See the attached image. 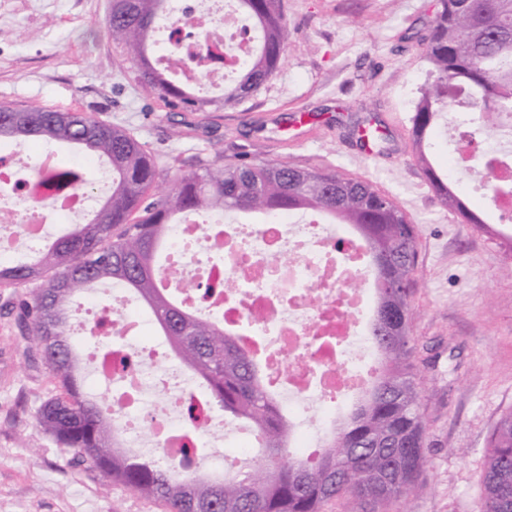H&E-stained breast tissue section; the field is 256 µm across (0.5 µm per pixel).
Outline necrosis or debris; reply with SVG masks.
<instances>
[{
  "label": "necrosis or debris",
  "mask_w": 512,
  "mask_h": 512,
  "mask_svg": "<svg viewBox=\"0 0 512 512\" xmlns=\"http://www.w3.org/2000/svg\"><path fill=\"white\" fill-rule=\"evenodd\" d=\"M200 0H179L167 25L168 59L200 58L204 64L186 70L191 81L209 85L224 81V67L211 61L221 46L248 52L252 39L244 36L235 11L223 0H209L214 18L207 30L195 19ZM464 168L480 187L491 188L490 201L499 216H512V153L465 147L459 153ZM48 150L37 164L20 152L0 155V186H8L26 204L24 213L0 205V222H22L29 237L50 215L86 214L93 195L75 189L63 196L43 193L36 175L56 164ZM173 241L182 258V273H199L208 288L196 294L197 303L215 312L225 329L234 330L239 344L258 354L275 394L289 401H335L338 395L357 391L364 384L355 371L354 346L360 339L357 309L365 293L357 262L360 244L353 236L336 237L316 220L284 224H209L190 220L179 224ZM138 309L119 300L110 313L95 316L99 335H111L112 350L92 356L95 371L118 378L113 394L119 402L115 421L124 438H137L143 456L163 453L177 467H185L186 447L193 442L209 445L222 439L224 423L205 413L192 424L168 425L165 403L149 399L150 388L173 393L177 403L196 398L194 388L179 385L182 369L159 365V347L153 343L128 350L125 339L139 333Z\"/></svg>",
  "instance_id": "necrosis-or-debris-1"
}]
</instances>
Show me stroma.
Masks as SVG:
<instances>
[{"instance_id":"1","label":"stroma","mask_w":512,"mask_h":512,"mask_svg":"<svg viewBox=\"0 0 512 512\" xmlns=\"http://www.w3.org/2000/svg\"><path fill=\"white\" fill-rule=\"evenodd\" d=\"M291 36L277 73L249 98L205 112L166 104L108 32L111 0H0V104L79 109L152 152L163 186L224 161L317 166L371 181L417 232L414 360L423 376L429 462L416 492L388 512H480L489 434L512 412V251L449 212L413 145L427 65L411 35L438 0H282ZM388 137L371 157L353 129ZM437 165L485 221L489 203L436 141ZM0 288V512H166L73 463L38 423L60 391Z\"/></svg>"}]
</instances>
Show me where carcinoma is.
<instances>
[{
  "instance_id": "1",
  "label": "carcinoma",
  "mask_w": 512,
  "mask_h": 512,
  "mask_svg": "<svg viewBox=\"0 0 512 512\" xmlns=\"http://www.w3.org/2000/svg\"><path fill=\"white\" fill-rule=\"evenodd\" d=\"M168 2L112 0V41L139 62L145 88L203 111L215 101L189 92L150 58V34ZM235 6L257 41L250 54L224 62L236 74L224 87L226 102L241 101L270 80L288 40L281 0H235ZM419 42L428 70L413 134L426 178L465 223L484 230L486 221L465 206L427 151L448 105L479 113V125L469 130L474 139L494 132L503 107L512 108V0H440ZM2 138L75 145L112 170V192L87 223L57 238L35 260L0 262V288L26 289L21 321L62 387L40 407L37 420L74 459L165 503L169 512H324L333 499L347 501L346 512H356L359 502L385 508L417 489L428 459L422 382L411 344L416 230L390 198L367 181L319 167L220 162L148 201L161 179L150 151L88 112L0 104ZM40 179L50 194L89 186L77 167L61 165ZM290 211L332 216L354 229L369 254L375 292L368 336L377 355L376 379L313 462L296 454L293 424L260 382L252 358L214 317L182 308L156 272L160 244L186 219ZM109 283L129 288L150 308L170 349L200 380L205 405L251 427L263 449L258 465L232 476H215L199 462L181 472L142 458L122 441L112 396L86 392L72 336L74 299ZM481 512H512V412L489 436Z\"/></svg>"
}]
</instances>
